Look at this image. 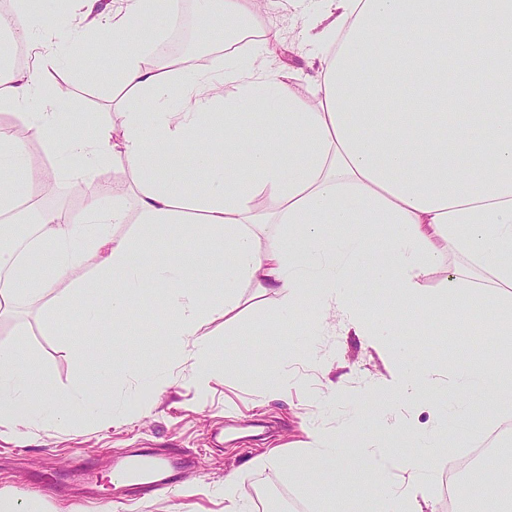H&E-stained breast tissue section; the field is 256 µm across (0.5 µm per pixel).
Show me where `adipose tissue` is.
Here are the masks:
<instances>
[{"label":"adipose tissue","instance_id":"1","mask_svg":"<svg viewBox=\"0 0 512 512\" xmlns=\"http://www.w3.org/2000/svg\"><path fill=\"white\" fill-rule=\"evenodd\" d=\"M324 2L310 22L318 30L311 58L321 97L309 109L255 55L230 60L218 75L169 60L145 63V34L157 17L177 16L181 0H123L119 8L110 0H68L90 35L124 40L112 69L124 91L114 102L124 114L117 139L104 123L68 135L69 92L54 78L68 56L57 19L37 0H18L22 20L14 37L33 64H0V109L25 116L62 152L89 201L81 223L58 210L45 213L24 258L0 247V309L54 293L62 317L93 329L125 320L127 294L161 290V326L178 357L191 361L187 382L201 394L238 366L234 358L212 363L203 327L232 311L251 283L277 296L281 324L304 306L313 331L339 317L367 345L396 340L401 360L380 387L428 410L432 422L420 427L395 415L385 430L410 435L415 454L400 455L380 441L355 443L351 427L335 432L310 424V445L290 469L312 499L353 485L366 492L369 512H435L437 449L512 411V346L459 369L456 395L443 394L421 356L426 332L398 335L391 316L370 314L350 279L356 273L385 283L398 309L483 307L491 334L512 335L502 324L506 304L491 294L495 287L512 292V0ZM203 6L220 40L245 38L255 21V0ZM246 125L262 128V136H241ZM188 152L191 184L180 166ZM114 159L126 164L139 190L140 227L125 237L114 233L127 221L125 210L103 211L112 189L93 178L97 166ZM0 173L7 177L0 216L12 215L28 196L31 169L23 142L4 124ZM262 193L280 202L273 218L254 210ZM268 220L288 225V233L259 235ZM376 224L385 231L380 251L371 238ZM336 225L346 234L335 235ZM182 233L204 250L148 268L132 262L157 237ZM446 246L483 272L491 288L464 285L452 274L447 288L426 294L421 282ZM204 274L220 282V292L200 287ZM105 279L114 284L111 296L94 297ZM75 295L81 305H72ZM127 374L122 364L95 376L81 369L60 394L47 380H33L22 347L1 346L0 433L22 438L40 420L66 424L95 408L88 388L107 393ZM509 480L511 456L489 457L468 475L469 487L490 497Z\"/></svg>","mask_w":512,"mask_h":512}]
</instances>
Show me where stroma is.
Instances as JSON below:
<instances>
[{
    "instance_id": "obj_1",
    "label": "stroma",
    "mask_w": 512,
    "mask_h": 512,
    "mask_svg": "<svg viewBox=\"0 0 512 512\" xmlns=\"http://www.w3.org/2000/svg\"><path fill=\"white\" fill-rule=\"evenodd\" d=\"M259 19L262 25H274L283 32L272 69L290 75L302 90L304 103L313 104V71L299 37L303 18L289 0H271ZM61 38L70 49L93 48L83 64L66 61L58 73L72 88L73 132L83 131L90 117L121 132L123 116L109 106L114 93L111 60L121 49V40L96 47L90 34L78 27L63 28ZM25 146L32 167L41 172L40 179L30 185L33 197L54 194L57 206L81 217L86 204L71 194V173L62 157L38 139H27ZM95 179L114 186L104 207L121 206L129 216L127 224L116 227V235L131 233L139 208L129 175L119 165L107 164L96 170ZM54 303L51 295L37 303L23 300L0 318V346H23L34 378H48L55 391L64 393L72 388L77 369H104L121 359L143 371L168 365L173 380L159 397L139 378L114 385L112 405L125 419L111 426L84 413L72 417L64 429L38 422L27 437H0V492L19 495L33 512H99L78 503L91 487L77 472L81 465L92 471L97 491L111 494V512H224V500L214 488L228 469L240 471L246 488L267 485L279 492L281 501L301 503L304 512H319L320 503L307 499L288 472L290 456L309 443L305 425L312 422L335 431L353 421L363 441H377L383 437V419L405 410L402 402L377 390L378 382L389 377L396 364L387 348L370 347L340 325L309 336L301 311L292 326L282 328L280 335H270L279 317L278 298L253 285L242 288L232 313L214 316L204 327L214 360H224V342L229 337L249 356L239 372L213 382L203 397L185 382L189 363L169 358L171 350L160 327L161 295L148 291L129 297L128 327L92 331L54 316ZM304 341L309 344V358L290 359L289 348ZM509 345L512 337L488 335L481 317L468 314L449 320L447 336L429 347L425 359L433 368L452 367L473 363ZM282 364L293 372L299 389L284 400H263L262 379L273 366ZM275 446L282 449L281 460L266 463L268 449ZM137 448L182 460L177 495L134 493L116 482L113 460Z\"/></svg>"
}]
</instances>
